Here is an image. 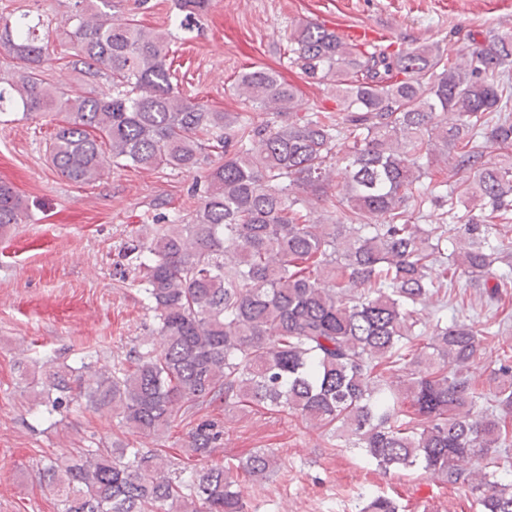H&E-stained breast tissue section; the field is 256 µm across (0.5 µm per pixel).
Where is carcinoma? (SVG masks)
<instances>
[{
	"mask_svg": "<svg viewBox=\"0 0 512 512\" xmlns=\"http://www.w3.org/2000/svg\"><path fill=\"white\" fill-rule=\"evenodd\" d=\"M177 2L187 19L209 5ZM110 3L74 0L67 31L80 63L110 80L101 98L50 88L53 31L0 15L13 60L0 114L61 116L49 158L74 183L108 162L202 183L188 217L128 239L113 261L119 279L135 274L155 335L108 369L49 366L41 413L80 402L155 437L221 400L226 413L287 412L385 471L460 482L479 512H512V480L480 465L509 447L512 359L494 361L490 388L476 385L492 332L448 311L458 278L490 300L512 284V157L488 158L512 150V34L470 33L453 62L437 44L363 51L307 22L288 36V65L336 87V111L296 116V87L254 66L236 81L242 111L220 112L172 81L167 33L112 20ZM439 162L469 176L424 182ZM320 203L336 213L329 224L311 219ZM429 206L441 223H419ZM27 211L1 182L0 233ZM225 430L199 419L186 459L209 458ZM279 461L263 448L236 468L177 467L101 438L49 459L40 487L58 512H249L241 483L269 479ZM358 499V512H400L389 495Z\"/></svg>",
	"mask_w": 512,
	"mask_h": 512,
	"instance_id": "obj_1",
	"label": "carcinoma"
}]
</instances>
